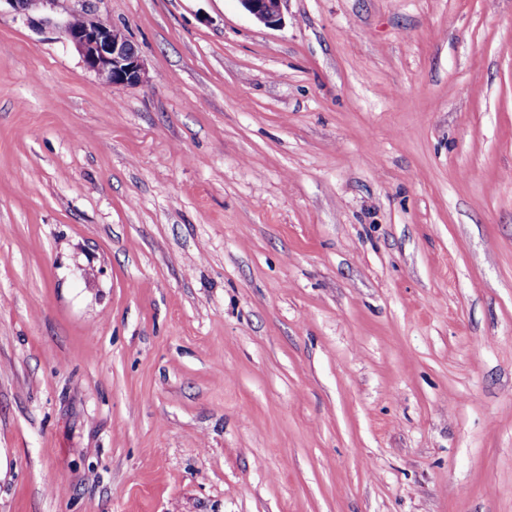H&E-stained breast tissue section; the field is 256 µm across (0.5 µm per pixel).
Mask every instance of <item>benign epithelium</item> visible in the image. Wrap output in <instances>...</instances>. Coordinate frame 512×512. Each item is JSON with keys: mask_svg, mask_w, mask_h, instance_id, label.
Listing matches in <instances>:
<instances>
[{"mask_svg": "<svg viewBox=\"0 0 512 512\" xmlns=\"http://www.w3.org/2000/svg\"><path fill=\"white\" fill-rule=\"evenodd\" d=\"M33 25L51 22L60 0H4ZM243 8L261 24L273 28L282 25L287 0H239ZM59 38L72 44L86 67L102 81L113 86H135L143 82L141 59L124 31L103 20L91 9L74 12L54 24Z\"/></svg>", "mask_w": 512, "mask_h": 512, "instance_id": "obj_1", "label": "benign epithelium"}]
</instances>
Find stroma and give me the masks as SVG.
Segmentation results:
<instances>
[{
	"mask_svg": "<svg viewBox=\"0 0 512 512\" xmlns=\"http://www.w3.org/2000/svg\"><path fill=\"white\" fill-rule=\"evenodd\" d=\"M0 6V512H512V0ZM2 2H6L15 12L25 16L32 26H42L51 23L48 15L54 12L60 0H1L0 6ZM33 13L39 14L40 17L36 18ZM243 8L266 27L282 25L283 6L287 0H239ZM53 25L59 38L71 43L86 67L105 83L135 86L143 82L144 68L135 47L121 28L102 15L85 9Z\"/></svg>",
	"mask_w": 512,
	"mask_h": 512,
	"instance_id": "1",
	"label": "stroma"
}]
</instances>
